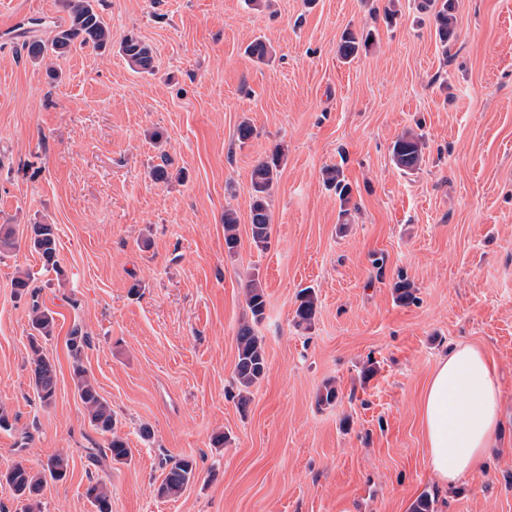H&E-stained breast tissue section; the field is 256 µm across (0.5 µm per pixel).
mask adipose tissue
<instances>
[{
    "label": "adipose tissue",
    "mask_w": 512,
    "mask_h": 512,
    "mask_svg": "<svg viewBox=\"0 0 512 512\" xmlns=\"http://www.w3.org/2000/svg\"><path fill=\"white\" fill-rule=\"evenodd\" d=\"M500 399L497 370L480 346L456 344L438 361L422 396L421 422L440 482L456 485L497 446Z\"/></svg>",
    "instance_id": "adipose-tissue-1"
}]
</instances>
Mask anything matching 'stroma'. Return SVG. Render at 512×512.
<instances>
[{
	"instance_id": "1",
	"label": "stroma",
	"mask_w": 512,
	"mask_h": 512,
	"mask_svg": "<svg viewBox=\"0 0 512 512\" xmlns=\"http://www.w3.org/2000/svg\"><path fill=\"white\" fill-rule=\"evenodd\" d=\"M387 3L93 0L111 48L37 61L26 44L67 22L63 0H0V225L16 242L0 254V470L68 457L41 512H95L84 492L96 482L112 512H411L424 494L435 512H512V0H455L446 49L420 0H399L390 21ZM347 29L375 34L349 62L336 53ZM130 34L151 46L153 73L120 54ZM257 38L270 62L245 54ZM245 119L254 135L242 143ZM408 130L425 149L405 172L391 148ZM278 147L261 250L250 176ZM164 154L183 180L151 179ZM334 166L348 203L323 181ZM35 224L54 225L57 267L31 251ZM24 274L36 296L16 294ZM253 278L266 295L258 319ZM306 288L317 298L307 328L295 318ZM34 300L55 320L40 342L57 371L49 404L31 379ZM245 323L267 369L242 405ZM76 326L126 462L103 455L109 436L79 399L66 344ZM459 342L496 364L505 444L448 486L429 466L420 402ZM328 385L335 402L318 404ZM182 457L194 479L158 496L168 459Z\"/></svg>"
}]
</instances>
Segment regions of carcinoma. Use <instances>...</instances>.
<instances>
[{"label":"carcinoma","mask_w":512,"mask_h":512,"mask_svg":"<svg viewBox=\"0 0 512 512\" xmlns=\"http://www.w3.org/2000/svg\"><path fill=\"white\" fill-rule=\"evenodd\" d=\"M68 22L56 30L50 45L40 42L28 46V54L34 59L44 58L47 50L65 53L72 47L93 46L101 49L111 40L110 29L105 20L93 6L92 0H65ZM421 8L435 13L436 36L443 47L448 50V43L455 37L454 0H422ZM372 32L356 35L345 32L337 45L338 56L349 62L360 52L368 51L372 46L369 39ZM124 58L130 68L137 73H151L154 70V57L150 46L141 39L131 35L125 38L120 46ZM246 53L257 62L264 63L272 54V47L257 38L246 47ZM424 142L422 136L407 131L393 143L392 161L403 171L416 169L423 158ZM284 156V150L276 149L272 155L258 162L251 171V187L253 191L250 209L251 236L255 245L265 248L270 237V217L267 207V195L276 179ZM325 183L333 187L341 204L349 201L350 185L343 171L337 167L323 171ZM238 220L231 210L224 211V247L233 252L239 243L237 235ZM31 248L40 256L45 266L54 267L57 262V238L51 224L31 225ZM316 297L311 289H304L299 295V304L295 310L296 323L299 326L311 325L315 315ZM247 305L254 317L263 315L265 310V293L259 287V281L249 282ZM31 325L36 334L30 338L32 357V380L39 399L49 404L56 390V367L42 354L38 338L53 335V316L40 309L34 303L31 307ZM237 357L235 379L240 395L239 403L244 406L247 397L244 395L251 386L258 382L266 371V357L263 341L256 336L252 327L243 325L238 329ZM89 345V336L81 328L75 326L70 331L67 347L73 358V374L77 380L80 401L87 412L90 423L101 433L112 434L108 442L110 457L115 462H123L130 456L126 442L114 435V418L107 401L100 396L96 388L86 377L81 363V356ZM168 471L158 488L161 496L172 497L180 494L194 476L196 464L189 458L171 459ZM69 468L68 458L56 455L48 460L43 470L34 472L21 463H17L4 472H0V487L8 489L14 496L27 501L23 512H37L40 509L38 497L46 479L54 481L66 477ZM86 496L96 508V512H112L110 496L103 485L92 483L86 488Z\"/></svg>","instance_id":"1"}]
</instances>
